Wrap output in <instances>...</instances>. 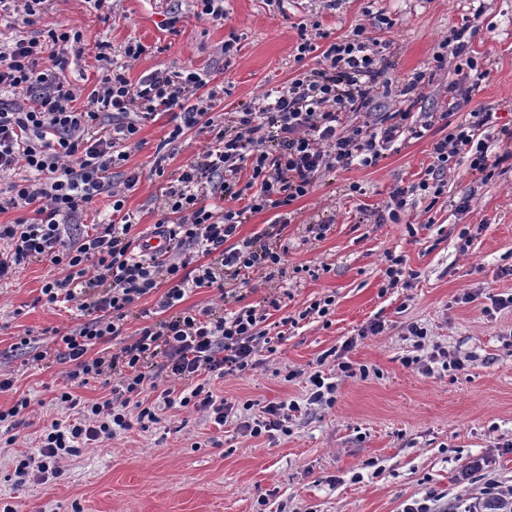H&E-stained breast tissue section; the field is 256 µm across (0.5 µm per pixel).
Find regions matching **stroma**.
<instances>
[{
    "instance_id": "stroma-1",
    "label": "stroma",
    "mask_w": 512,
    "mask_h": 512,
    "mask_svg": "<svg viewBox=\"0 0 512 512\" xmlns=\"http://www.w3.org/2000/svg\"><path fill=\"white\" fill-rule=\"evenodd\" d=\"M197 11L195 0H112L106 20L88 0H58L38 27L84 34L83 52L66 71L82 93L98 78L97 41H110L116 51L137 41L146 52L132 62L130 80L160 67L204 70L224 87L219 110L225 113L260 106L267 88L319 66L311 55L295 60L301 28L316 23L337 39L383 14L393 26L381 33L392 44L389 85L373 110L381 119L408 106L405 84L429 66L438 42L473 16L478 31L471 48L487 76L474 83L444 68L413 108L441 112L458 100L462 112L491 113L482 136L489 155L502 157L500 172L484 185L461 159L431 210L418 205L401 223H379L396 187L424 179L435 140L430 134L386 151L377 165L327 174L292 203L288 264L307 266V273L270 282L256 273L240 292L245 303L259 306L286 290L281 309L266 321L270 329L326 295L335 298L330 319L285 326L276 352H258L253 370L211 382L216 397L252 401L255 416L268 403L296 401L300 409L287 436L250 438L236 416L218 426L205 413L165 408L149 430L117 432L66 459L60 477L16 488L15 457L36 452L42 427L67 413L54 402L63 365L24 366L13 345L28 332L38 345L52 347L45 329H66L80 318L41 302L42 286L59 275L49 262L0 282V370L14 376L0 406L21 397L30 402L15 444L0 446V500L16 501L21 512H257L262 498L269 512H403L430 488L449 505L470 502L479 489L459 482L458 473L472 457L486 458L492 476L512 486V347L505 337L512 310L483 311L492 296L512 294V276L501 273L512 264V140L506 136L512 131V0H343L336 10L325 9L323 0H224L220 24ZM232 36L238 50L228 56L224 42ZM173 123L169 112L141 120L124 165L140 175L125 209L146 236L155 232L165 184L151 168ZM465 196L470 207L462 213L457 205ZM321 223L329 227L325 237L308 238L306 225ZM464 230L470 242L463 252ZM389 252L403 256L416 279L388 287ZM466 292L473 302H462ZM376 319L384 321V332L361 337ZM412 322L430 334L423 350L407 334ZM351 339L356 345L347 358L366 365L368 378L339 379L332 408L309 403L304 378L287 381L288 371L314 370L319 355ZM437 346L465 359V369L447 370L432 360ZM415 354L420 364L405 366L404 358Z\"/></svg>"
}]
</instances>
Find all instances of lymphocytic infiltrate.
I'll return each instance as SVG.
<instances>
[{"mask_svg":"<svg viewBox=\"0 0 512 512\" xmlns=\"http://www.w3.org/2000/svg\"><path fill=\"white\" fill-rule=\"evenodd\" d=\"M50 6L51 0H0L11 31L8 41H0V174L9 178L0 189V213H17L12 222L0 224V281L31 263L50 262L62 276L42 287L46 304H74L83 320L66 330L50 329L53 350L39 348L27 335L16 344L28 365L65 364L66 385L55 401L73 414L71 421L44 428L37 455L16 460L13 474L19 486L59 475L65 457L110 440L118 431L148 430L159 423L163 404L206 413L223 425L234 405L216 399L207 381L253 369L254 355L272 343L261 325L269 309L280 306L275 295L263 309L242 304L228 285L249 282L256 272L269 281L285 276L286 230L293 220L289 207L325 173L376 165L400 139H420L442 127L426 178L391 193L386 212L397 224L410 207L437 201L444 192V174L461 157H469L471 170L484 183L499 166L479 137L491 113L456 123L448 111L418 118L405 111L367 122L391 66V44L363 25L323 49L301 36L297 59L317 52L322 67L268 91L261 108H241L224 122L212 115L224 99L223 86L209 84L203 73L188 67L158 68L130 82L128 63L144 54L145 46L127 43L118 61L111 42L102 40L96 44L101 78L84 107L76 108L77 95L65 72L70 56L82 51V33L63 27L25 33ZM475 33L471 24L452 30L432 56L434 67L450 64L455 72L484 77L470 50ZM157 112L178 117L168 143L196 128L209 130L212 139L196 159L170 173L167 154L157 155L152 170L167 178L156 223L165 243L152 251L132 235L125 210V192L140 175L129 173L119 188L112 171L127 161L140 120ZM246 163L251 173L244 179L240 172ZM19 170L24 178L13 180ZM102 196L111 200L108 218L89 232L74 233L73 221ZM262 212L272 213L271 222L238 238L240 224ZM198 288L215 289V302L200 309L183 307L187 293ZM154 292L159 295L155 306L139 308L140 299ZM231 301L236 309H228ZM134 318L146 324L136 337L125 339V327ZM109 340L115 341V350L90 357L95 345ZM329 361L344 377L369 375L367 366L346 360L344 350L319 357V370L308 377L309 401L328 408L335 405L337 391L321 371ZM93 380L109 386V398L84 401L77 396V389ZM251 408L242 403L239 428L257 438L275 431L289 434L299 405L271 403L259 417L251 416ZM486 467L482 457L462 466L460 480L483 485L463 512H512V490L501 491L487 480Z\"/></svg>","mask_w":512,"mask_h":512,"instance_id":"obj_1","label":"lymphocytic infiltrate"}]
</instances>
